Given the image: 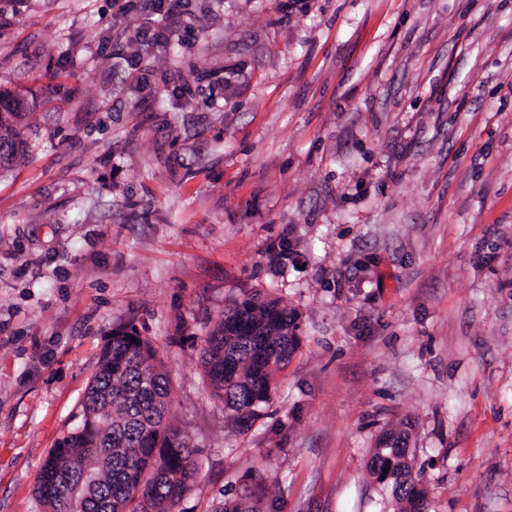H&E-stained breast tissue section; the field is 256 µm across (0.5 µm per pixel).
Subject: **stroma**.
<instances>
[{
    "label": "stroma",
    "instance_id": "stroma-1",
    "mask_svg": "<svg viewBox=\"0 0 512 512\" xmlns=\"http://www.w3.org/2000/svg\"><path fill=\"white\" fill-rule=\"evenodd\" d=\"M111 11L0 0V92L30 112L0 173V512H44L126 325L198 450L176 512L257 479L267 512H394L368 466L387 436L428 512H512V0H190L151 49L134 4L120 59ZM255 294L298 346L242 431L200 350Z\"/></svg>",
    "mask_w": 512,
    "mask_h": 512
}]
</instances>
